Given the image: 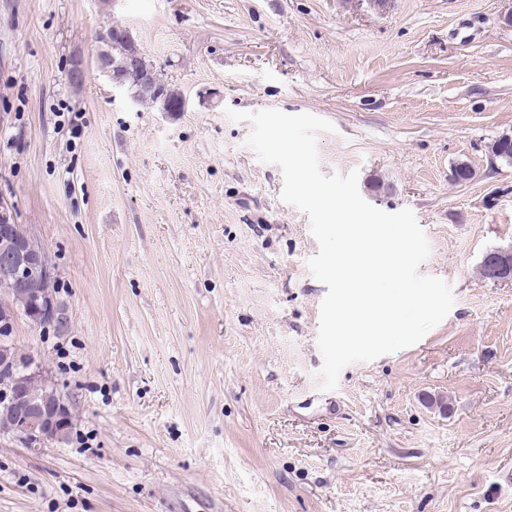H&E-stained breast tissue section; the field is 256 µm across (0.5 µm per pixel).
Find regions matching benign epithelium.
<instances>
[{
  "mask_svg": "<svg viewBox=\"0 0 512 512\" xmlns=\"http://www.w3.org/2000/svg\"><path fill=\"white\" fill-rule=\"evenodd\" d=\"M0 241L4 243L0 252V290L9 294L33 280L42 284L25 297L21 308L11 306L0 311V330L12 329L21 313L34 327L58 320L59 308L52 292L54 273L41 244L30 234L16 238L12 224L0 225ZM484 262L494 265V280L512 281V263L506 256L487 255ZM34 384L42 389L37 398L31 395ZM0 409L8 423V429L0 427V433L33 451L63 443L74 425V416L59 386L30 364L14 368L7 356L0 360Z\"/></svg>",
  "mask_w": 512,
  "mask_h": 512,
  "instance_id": "benign-epithelium-1",
  "label": "benign epithelium"
}]
</instances>
